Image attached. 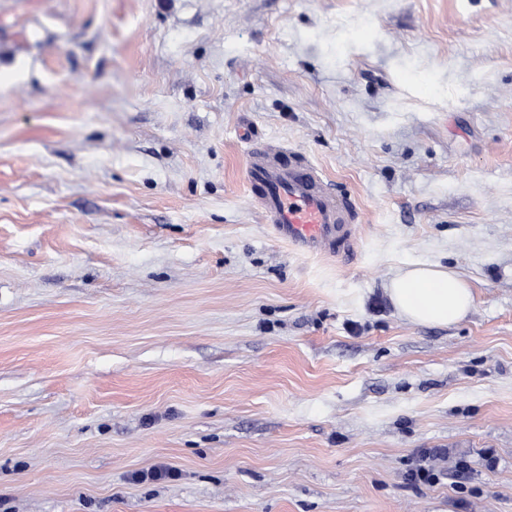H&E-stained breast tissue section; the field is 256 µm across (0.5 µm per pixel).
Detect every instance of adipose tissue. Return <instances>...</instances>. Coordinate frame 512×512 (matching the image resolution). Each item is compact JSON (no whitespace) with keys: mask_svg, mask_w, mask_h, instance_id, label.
I'll return each mask as SVG.
<instances>
[{"mask_svg":"<svg viewBox=\"0 0 512 512\" xmlns=\"http://www.w3.org/2000/svg\"><path fill=\"white\" fill-rule=\"evenodd\" d=\"M386 292L404 319L446 327L462 320L473 306L469 283L454 270L417 262L390 279Z\"/></svg>","mask_w":512,"mask_h":512,"instance_id":"1","label":"adipose tissue"}]
</instances>
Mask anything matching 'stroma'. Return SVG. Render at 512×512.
<instances>
[{"instance_id": "35a3bbf8", "label": "stroma", "mask_w": 512, "mask_h": 512, "mask_svg": "<svg viewBox=\"0 0 512 512\" xmlns=\"http://www.w3.org/2000/svg\"><path fill=\"white\" fill-rule=\"evenodd\" d=\"M256 140L353 252L275 235ZM0 512H512V0H0ZM245 177L250 199L263 211L280 239L302 253L339 257L355 240L357 206L335 193L298 152H277L257 142L249 151ZM385 289L398 314L418 325L455 324L470 312L474 301L469 283L440 264L412 263Z\"/></svg>"}]
</instances>
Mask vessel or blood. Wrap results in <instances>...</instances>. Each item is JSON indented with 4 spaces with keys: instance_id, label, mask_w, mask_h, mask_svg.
Returning <instances> with one entry per match:
<instances>
[{
    "instance_id": "1",
    "label": "vessel or blood",
    "mask_w": 512,
    "mask_h": 512,
    "mask_svg": "<svg viewBox=\"0 0 512 512\" xmlns=\"http://www.w3.org/2000/svg\"><path fill=\"white\" fill-rule=\"evenodd\" d=\"M245 177L251 200L277 236L302 253L345 254L355 240L357 206L323 181L316 168L293 149L271 151L256 143Z\"/></svg>"
}]
</instances>
